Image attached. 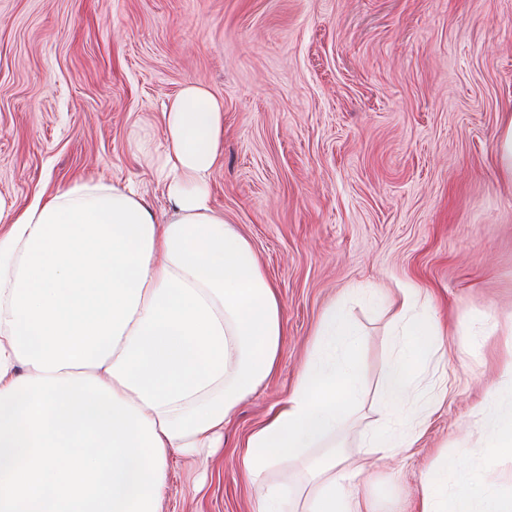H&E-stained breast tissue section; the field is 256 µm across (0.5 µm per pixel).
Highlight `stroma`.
<instances>
[{"mask_svg": "<svg viewBox=\"0 0 512 512\" xmlns=\"http://www.w3.org/2000/svg\"><path fill=\"white\" fill-rule=\"evenodd\" d=\"M190 81L224 103L214 206L250 240L283 310L276 373L205 461L172 456L159 512H256L240 474L251 432L287 398L315 325L348 301L364 335L360 409L378 392L399 289L431 295L448 398L408 452L375 460L358 492L414 512L426 473L512 494L472 410L512 389V186L495 153L512 113V0H0V198L25 208L75 176L135 183L157 221L165 190L128 147L164 139V104Z\"/></svg>", "mask_w": 512, "mask_h": 512, "instance_id": "stroma-1", "label": "stroma"}]
</instances>
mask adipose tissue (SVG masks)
Here are the masks:
<instances>
[{
    "label": "adipose tissue",
    "instance_id": "adipose-tissue-1",
    "mask_svg": "<svg viewBox=\"0 0 512 512\" xmlns=\"http://www.w3.org/2000/svg\"><path fill=\"white\" fill-rule=\"evenodd\" d=\"M161 149L136 150L171 203L157 223L133 185L78 176L18 210L0 200V512H157L169 459L213 453L238 405L276 371L282 303L251 242L225 221L209 181L224 157V106L200 83L166 105ZM401 338L386 366L384 421L360 434L367 457L409 450L448 396L434 385L413 417L411 388L444 359L431 300L401 291ZM359 329L343 303L321 314L288 399L238 463L261 485L259 512H372L338 437L357 411ZM474 424L492 457L512 455V392L490 389ZM319 449L306 492L272 468ZM448 469L419 512H447Z\"/></svg>",
    "mask_w": 512,
    "mask_h": 512
}]
</instances>
